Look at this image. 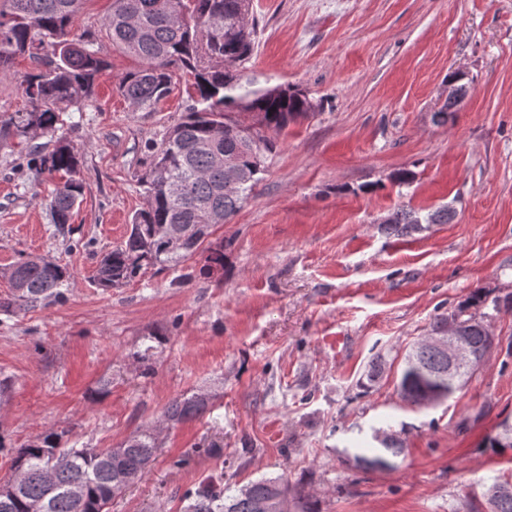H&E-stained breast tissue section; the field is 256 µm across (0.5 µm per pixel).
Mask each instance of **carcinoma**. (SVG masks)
<instances>
[{"mask_svg":"<svg viewBox=\"0 0 512 512\" xmlns=\"http://www.w3.org/2000/svg\"><path fill=\"white\" fill-rule=\"evenodd\" d=\"M80 0H0V75L10 73L19 57L46 53L42 68L23 76L21 87L29 109L0 121V141L48 132L63 124V114L81 110L107 61L95 49L93 35L74 32ZM184 6L187 20L178 24L175 6ZM251 0H112L104 24L116 48L137 58L138 68L125 73L117 91L138 111L152 112L175 87L174 77L185 78L192 89L190 104L158 142L145 150L151 158L140 177L146 199L131 224L126 240L100 260L95 283L105 290L120 288L136 279L148 266L163 270L194 255L217 224H229L266 171L274 148L265 131H282L314 110L303 93L288 87H246L239 82L237 66L252 55L255 21L249 19ZM262 155L255 161L253 150ZM232 157L241 183L235 193L224 192V168L212 163L215 154ZM39 174H60L61 182L49 200L55 230L74 234L69 221L84 195L77 153L68 143L33 158ZM178 181L179 196L164 185ZM453 210L443 207L426 218L414 210L400 209L388 220V229L407 235L421 224H446ZM188 231L178 247L167 230ZM224 246L210 250L205 274L224 269ZM10 295L0 301V311L10 313L46 308L66 300L68 268L41 257L27 256L6 272ZM512 311V301L489 298L476 291L459 304L456 315L469 344L479 350L492 343L482 327L486 309ZM448 388V357L421 343L412 345L401 359V397L420 404L427 390ZM209 410V402L192 395L175 398L164 418L173 423L195 419ZM60 435L49 429L36 441L18 449L13 467L19 470L16 496L0 497V512H28L39 502L45 512H108L116 497V475L121 470L133 481L141 480L154 461L158 440L150 432L132 435L115 448H61ZM380 453L369 465L388 463L402 448L393 434L380 441ZM82 488L78 500L69 495ZM288 481L261 478L228 494L203 484L185 493L183 512H263L274 499L289 504ZM491 512H512V485L490 499Z\"/></svg>","mask_w":512,"mask_h":512,"instance_id":"obj_1","label":"carcinoma"}]
</instances>
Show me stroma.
Here are the masks:
<instances>
[{"instance_id":"35a3bbf8","label":"stroma","mask_w":512,"mask_h":512,"mask_svg":"<svg viewBox=\"0 0 512 512\" xmlns=\"http://www.w3.org/2000/svg\"><path fill=\"white\" fill-rule=\"evenodd\" d=\"M110 8L84 0L75 24L110 67L64 117L85 186L73 240L51 218L57 178L0 143V299L20 257L71 273L64 303L0 312V482L46 430L65 448L148 430L156 459L109 512H182L204 482L278 476L313 512H490L488 485L512 483V448L485 445L512 422V315L494 317L501 347L435 407L402 400L393 358L474 290L512 295V0H252L257 40L241 82L302 90L314 112L271 133L262 180L213 228L209 243L229 244L223 273L204 275L201 250L104 290L98 262L145 205L144 145L190 102L182 85L152 112L118 94L137 62L113 47ZM37 67L22 57L0 77V119L28 109L19 76ZM457 70L473 89L435 122ZM402 168L410 184L393 181ZM404 206L455 217L390 234ZM379 356L387 367L367 382ZM195 393L209 411L167 423L168 403ZM386 426L402 453L363 467L356 454L373 455Z\"/></svg>"}]
</instances>
